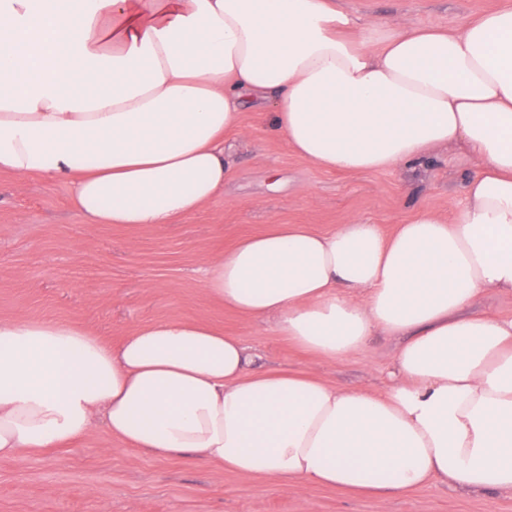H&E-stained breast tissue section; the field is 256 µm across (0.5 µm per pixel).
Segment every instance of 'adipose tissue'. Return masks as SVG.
Instances as JSON below:
<instances>
[{
  "instance_id": "1",
  "label": "adipose tissue",
  "mask_w": 512,
  "mask_h": 512,
  "mask_svg": "<svg viewBox=\"0 0 512 512\" xmlns=\"http://www.w3.org/2000/svg\"><path fill=\"white\" fill-rule=\"evenodd\" d=\"M271 107L328 171L465 147L453 217L384 234L274 224L206 259L203 288L333 363L396 338L384 393L253 369L244 340L164 319L111 344L0 318V459L103 416L122 444L241 478L359 495L512 491V9L447 32L361 25L336 0H0V172L70 183L86 223L161 227L224 190V135Z\"/></svg>"
}]
</instances>
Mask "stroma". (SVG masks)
Segmentation results:
<instances>
[{
    "instance_id": "35a3bbf8",
    "label": "stroma",
    "mask_w": 512,
    "mask_h": 512,
    "mask_svg": "<svg viewBox=\"0 0 512 512\" xmlns=\"http://www.w3.org/2000/svg\"><path fill=\"white\" fill-rule=\"evenodd\" d=\"M362 23L401 21L454 30L512 0H336ZM242 132L224 139L231 174L224 192L184 221L158 229L85 224L72 189L33 174L18 184L0 173V317L78 319L119 343L141 324L208 319L242 337L257 368L309 372L339 389L382 393L395 341L336 363L300 350L273 321L210 301L206 257L272 224L331 230L355 216L391 233L426 207L452 216L471 162L463 148L424 164L367 173L321 169L284 145L268 110L244 112ZM0 512H512V492L476 495L430 484L400 496L243 479L190 461L158 458L121 444L102 423L64 448L0 460Z\"/></svg>"
}]
</instances>
